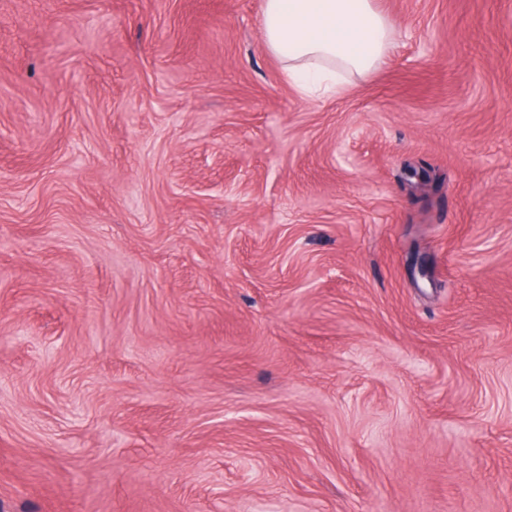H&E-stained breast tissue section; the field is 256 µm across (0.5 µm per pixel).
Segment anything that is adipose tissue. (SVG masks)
Segmentation results:
<instances>
[{
    "label": "adipose tissue",
    "instance_id": "adipose-tissue-1",
    "mask_svg": "<svg viewBox=\"0 0 512 512\" xmlns=\"http://www.w3.org/2000/svg\"><path fill=\"white\" fill-rule=\"evenodd\" d=\"M262 30L266 49L308 95L337 91L338 72L366 74L391 47L376 0H264Z\"/></svg>",
    "mask_w": 512,
    "mask_h": 512
}]
</instances>
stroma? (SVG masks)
Masks as SVG:
<instances>
[{
    "label": "stroma",
    "mask_w": 512,
    "mask_h": 512,
    "mask_svg": "<svg viewBox=\"0 0 512 512\" xmlns=\"http://www.w3.org/2000/svg\"><path fill=\"white\" fill-rule=\"evenodd\" d=\"M377 6L0 0V512H512V0ZM262 30L266 49L308 95L339 92L337 71L366 74L391 47L376 0H264Z\"/></svg>",
    "instance_id": "1"
}]
</instances>
